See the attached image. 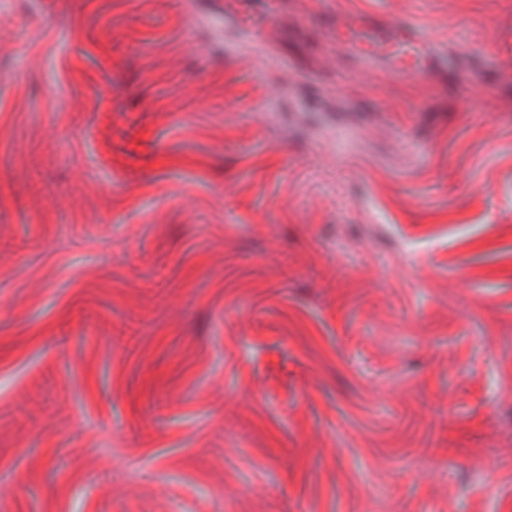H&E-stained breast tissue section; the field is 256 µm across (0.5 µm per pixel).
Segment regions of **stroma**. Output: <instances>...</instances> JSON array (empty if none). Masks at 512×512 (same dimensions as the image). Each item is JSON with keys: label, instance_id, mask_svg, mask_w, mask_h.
<instances>
[{"label": "stroma", "instance_id": "stroma-1", "mask_svg": "<svg viewBox=\"0 0 512 512\" xmlns=\"http://www.w3.org/2000/svg\"><path fill=\"white\" fill-rule=\"evenodd\" d=\"M0 512H512V0H0Z\"/></svg>", "mask_w": 512, "mask_h": 512}]
</instances>
